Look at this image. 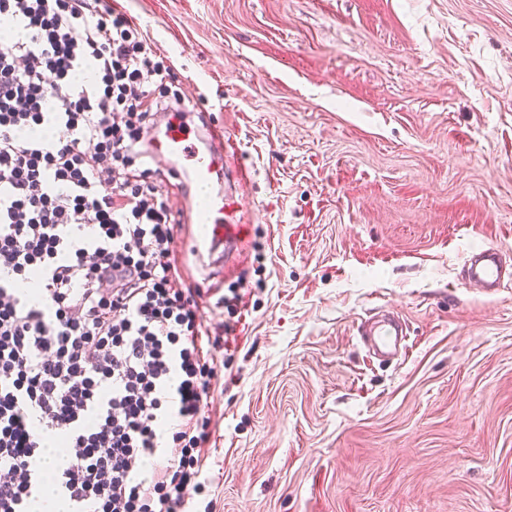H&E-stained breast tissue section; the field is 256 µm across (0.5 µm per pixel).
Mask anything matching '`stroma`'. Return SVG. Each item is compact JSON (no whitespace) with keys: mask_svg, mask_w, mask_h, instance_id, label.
<instances>
[{"mask_svg":"<svg viewBox=\"0 0 512 512\" xmlns=\"http://www.w3.org/2000/svg\"><path fill=\"white\" fill-rule=\"evenodd\" d=\"M117 5L252 173L240 262L174 252L225 343L214 512H512V281L458 287L512 263V0ZM389 308L384 359L356 333ZM498 247L487 246L472 249L462 258L465 272V288H480L484 293L492 294L501 288L504 282L512 279V271L504 266Z\"/></svg>","mask_w":512,"mask_h":512,"instance_id":"obj_1","label":"stroma"}]
</instances>
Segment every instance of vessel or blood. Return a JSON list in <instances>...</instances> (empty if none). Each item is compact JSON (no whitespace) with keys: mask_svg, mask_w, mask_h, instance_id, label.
I'll use <instances>...</instances> for the list:
<instances>
[{"mask_svg":"<svg viewBox=\"0 0 512 512\" xmlns=\"http://www.w3.org/2000/svg\"><path fill=\"white\" fill-rule=\"evenodd\" d=\"M148 151L165 171L185 183L190 190L202 191L195 213L197 231L187 238L183 251L196 263L214 256L241 254L248 237V225L238 223L231 211L236 201L225 192V181L243 185L250 179L247 169H228L237 142L226 127L212 124L195 129L186 120L167 113L149 132ZM463 285L491 294L512 279V270L501 260L499 248L480 247L462 258ZM364 333L372 347L386 356L395 355L405 333L393 316L385 315L367 325Z\"/></svg>","mask_w":512,"mask_h":512,"instance_id":"b4317fda","label":"vessel or blood"}]
</instances>
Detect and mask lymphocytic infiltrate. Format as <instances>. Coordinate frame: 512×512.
<instances>
[{"label":"lymphocytic infiltrate","instance_id":"f902f5d3","mask_svg":"<svg viewBox=\"0 0 512 512\" xmlns=\"http://www.w3.org/2000/svg\"><path fill=\"white\" fill-rule=\"evenodd\" d=\"M2 23L0 512H28L50 435L69 512H212L219 342L144 148L180 87L111 0H0ZM34 278L31 302L16 286Z\"/></svg>","mask_w":512,"mask_h":512}]
</instances>
